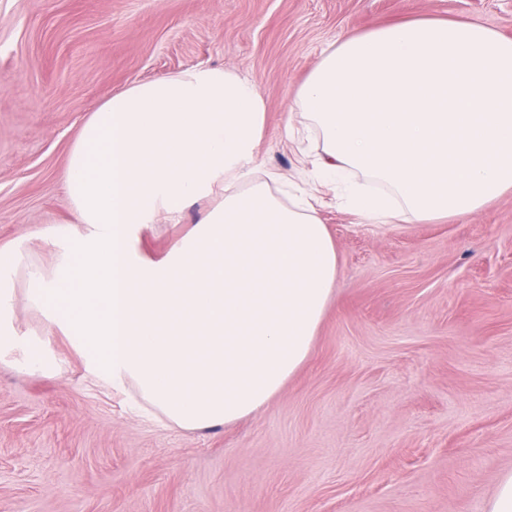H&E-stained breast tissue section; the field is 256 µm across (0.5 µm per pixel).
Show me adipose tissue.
<instances>
[{
  "mask_svg": "<svg viewBox=\"0 0 512 512\" xmlns=\"http://www.w3.org/2000/svg\"><path fill=\"white\" fill-rule=\"evenodd\" d=\"M322 146L311 187L282 202L253 180L267 107L257 82L196 66L132 83L72 144L62 181L77 221L43 227L54 265L0 248V355L50 373L15 336L14 273L29 307L69 336L86 371L170 425L253 414L307 360L339 274L320 188L375 224L461 217L512 193V38L476 19H419L336 37L290 104ZM211 207L162 258L140 232Z\"/></svg>",
  "mask_w": 512,
  "mask_h": 512,
  "instance_id": "adipose-tissue-1",
  "label": "adipose tissue"
}]
</instances>
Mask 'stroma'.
I'll list each match as a JSON object with an SVG mask.
<instances>
[{"mask_svg": "<svg viewBox=\"0 0 512 512\" xmlns=\"http://www.w3.org/2000/svg\"><path fill=\"white\" fill-rule=\"evenodd\" d=\"M469 17L512 37V0H0V246L53 256L84 121L136 81L198 65L256 79L263 168L295 178L288 103L337 34ZM339 279L311 353L236 423L186 431L86 374L16 289L0 358V512H484L512 469V194L445 221L371 224L325 190ZM140 233L158 257L196 224ZM15 283L11 277L0 280V355L21 352L31 370L49 374L53 372L47 361L45 347L38 341L14 336L9 315Z\"/></svg>", "mask_w": 512, "mask_h": 512, "instance_id": "35a3bbf8", "label": "stroma"}]
</instances>
